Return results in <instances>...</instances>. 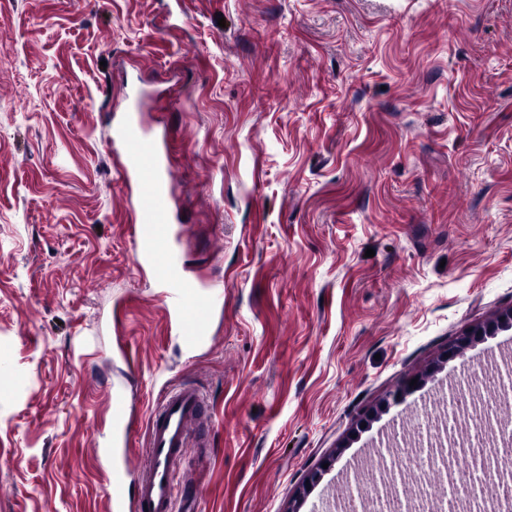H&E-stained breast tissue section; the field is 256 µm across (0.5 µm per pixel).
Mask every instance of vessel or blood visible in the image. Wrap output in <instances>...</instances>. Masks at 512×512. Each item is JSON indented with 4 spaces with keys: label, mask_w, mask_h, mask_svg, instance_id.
Instances as JSON below:
<instances>
[{
    "label": "vessel or blood",
    "mask_w": 512,
    "mask_h": 512,
    "mask_svg": "<svg viewBox=\"0 0 512 512\" xmlns=\"http://www.w3.org/2000/svg\"><path fill=\"white\" fill-rule=\"evenodd\" d=\"M109 143L113 154L123 159V177L131 187L137 263L149 268L162 290L170 331L195 347L208 335L211 315L223 305L224 296L202 291L186 273L180 232L174 227L171 176L140 116L128 114ZM209 428L208 401L195 383L168 389L149 417L144 460L116 467L108 479V512H175L178 490L196 481L193 471L183 466L187 451L206 447Z\"/></svg>",
    "instance_id": "1"
}]
</instances>
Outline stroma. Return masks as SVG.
I'll return each instance as SVG.
<instances>
[{"label": "stroma", "mask_w": 512, "mask_h": 512, "mask_svg": "<svg viewBox=\"0 0 512 512\" xmlns=\"http://www.w3.org/2000/svg\"><path fill=\"white\" fill-rule=\"evenodd\" d=\"M147 77L185 267L224 288L192 349L107 145ZM511 308L512 0L0 8V512H107L109 451L140 462L182 381L191 512L370 510L365 473L414 489L419 424L473 435L448 389L512 368V327L444 352Z\"/></svg>", "instance_id": "obj_1"}]
</instances>
